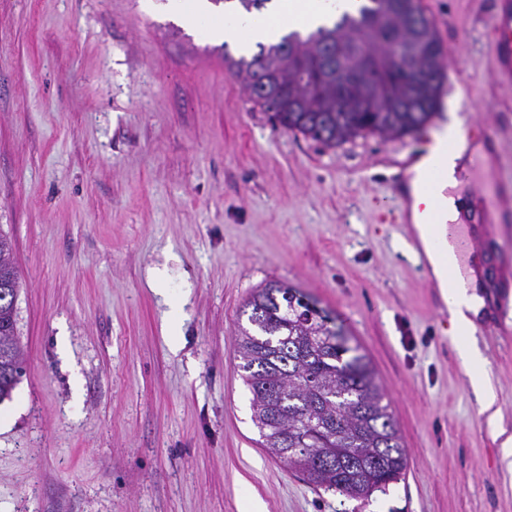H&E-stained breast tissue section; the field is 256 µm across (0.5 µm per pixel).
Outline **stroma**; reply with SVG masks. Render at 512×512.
Listing matches in <instances>:
<instances>
[{
  "instance_id": "obj_1",
  "label": "stroma",
  "mask_w": 512,
  "mask_h": 512,
  "mask_svg": "<svg viewBox=\"0 0 512 512\" xmlns=\"http://www.w3.org/2000/svg\"><path fill=\"white\" fill-rule=\"evenodd\" d=\"M496 2L422 0L457 92L414 135L328 148L252 104L206 22L153 0H0V233L25 365L0 402V512H512V312L485 279L473 336L497 429L410 224L390 220V157L448 125L486 126L512 179V88L483 40ZM270 282L334 316L383 384L408 457L386 491L318 490L260 447L234 342ZM15 284L20 287L11 241L7 235L0 233V289L10 288Z\"/></svg>"
}]
</instances>
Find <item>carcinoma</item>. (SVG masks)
I'll return each mask as SVG.
<instances>
[{"label":"carcinoma","mask_w":512,"mask_h":512,"mask_svg":"<svg viewBox=\"0 0 512 512\" xmlns=\"http://www.w3.org/2000/svg\"><path fill=\"white\" fill-rule=\"evenodd\" d=\"M224 65L274 124L328 147L420 131L439 110L444 81L421 0H361L330 27L259 43L248 58L224 56ZM17 283L11 241L0 233V289ZM292 290H255L245 303L251 328L235 338L261 445L318 489L354 499L384 492L408 465L385 393L343 329L310 316ZM274 355L281 397L272 416L264 389ZM23 371L15 309L0 305V402Z\"/></svg>","instance_id":"obj_1"}]
</instances>
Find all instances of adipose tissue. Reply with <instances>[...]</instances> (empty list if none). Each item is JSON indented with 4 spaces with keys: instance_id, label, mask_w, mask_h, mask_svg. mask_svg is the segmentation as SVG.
<instances>
[{
    "instance_id": "ef3b65f1",
    "label": "adipose tissue",
    "mask_w": 512,
    "mask_h": 512,
    "mask_svg": "<svg viewBox=\"0 0 512 512\" xmlns=\"http://www.w3.org/2000/svg\"><path fill=\"white\" fill-rule=\"evenodd\" d=\"M349 0H268L262 13H249L233 4H227L222 17L213 21L212 38L227 43L242 52L253 50L260 43H274L291 30L308 32L320 26L332 25L336 16ZM458 131L449 126L443 142L435 143L414 164V178L406 188L408 212L415 236L428 258L432 276L448 306L450 332L456 343L457 353L470 372L472 385L479 396L483 412L489 423H496L500 411L485 376V360L472 341L471 333L480 316L483 302L477 293L482 282L477 275H469L466 285H458L449 275L452 254L443 239V222L457 219L465 203L456 188L455 173L462 168L465 151L457 147ZM438 164L444 174L437 191L443 194L444 209L433 212L431 195L421 186L420 173L429 164Z\"/></svg>"
}]
</instances>
